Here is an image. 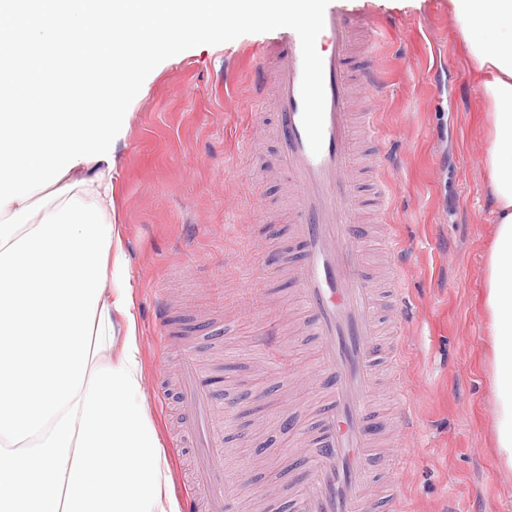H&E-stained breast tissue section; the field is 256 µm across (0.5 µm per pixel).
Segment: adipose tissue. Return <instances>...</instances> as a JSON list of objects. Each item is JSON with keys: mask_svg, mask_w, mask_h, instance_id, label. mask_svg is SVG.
I'll return each mask as SVG.
<instances>
[{"mask_svg": "<svg viewBox=\"0 0 512 512\" xmlns=\"http://www.w3.org/2000/svg\"><path fill=\"white\" fill-rule=\"evenodd\" d=\"M449 4L485 108L495 233L480 308L498 455L512 467V0ZM121 238L103 160L0 209V512H179L140 399Z\"/></svg>", "mask_w": 512, "mask_h": 512, "instance_id": "obj_1", "label": "adipose tissue"}]
</instances>
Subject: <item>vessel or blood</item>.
<instances>
[{"label": "vessel or blood", "mask_w": 512, "mask_h": 512, "mask_svg": "<svg viewBox=\"0 0 512 512\" xmlns=\"http://www.w3.org/2000/svg\"><path fill=\"white\" fill-rule=\"evenodd\" d=\"M377 43L371 17L331 9L316 40L323 59V147L313 154L302 126V52L296 32L268 39L255 71L263 108L273 110L279 164L288 178L291 234L299 251L284 252L283 267L297 285L319 339L324 370L323 402L304 459L313 463L305 486L290 500L292 512H383L391 499L370 494L373 472L402 457L380 455V423L372 407L381 316L369 272L356 192L352 141L357 126L375 133L374 115L354 109L356 91L372 93L379 82L370 68L351 74L358 53ZM184 411L183 438L191 472L180 486L186 512H224V429L213 390L183 357L177 382Z\"/></svg>", "instance_id": "vessel-or-blood-1"}]
</instances>
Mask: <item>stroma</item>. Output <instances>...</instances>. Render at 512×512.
<instances>
[{"instance_id":"obj_1","label":"stroma","mask_w":512,"mask_h":512,"mask_svg":"<svg viewBox=\"0 0 512 512\" xmlns=\"http://www.w3.org/2000/svg\"><path fill=\"white\" fill-rule=\"evenodd\" d=\"M379 25L365 66L381 85L367 107L379 143L362 145L358 189L384 188L370 209L386 244L372 242L370 272L383 310L403 299L400 326L384 317L383 344L398 343L402 370L378 368L374 409L393 433L410 402L418 450L388 475L404 512H512V468L496 448V396L484 317L476 302L484 251L494 233L485 196L484 106L448 0H330ZM246 34L202 45L159 64L146 78L114 142L117 218L137 321L142 393L172 479L189 453L173 434L178 415L169 379L190 350L224 405L229 512H288L302 484L281 459L299 436L280 414L313 407L318 339L290 329L297 287L273 263L289 248L292 212L268 132H254L257 45ZM181 332L161 341L164 302ZM274 330L275 354L261 339Z\"/></svg>"}]
</instances>
